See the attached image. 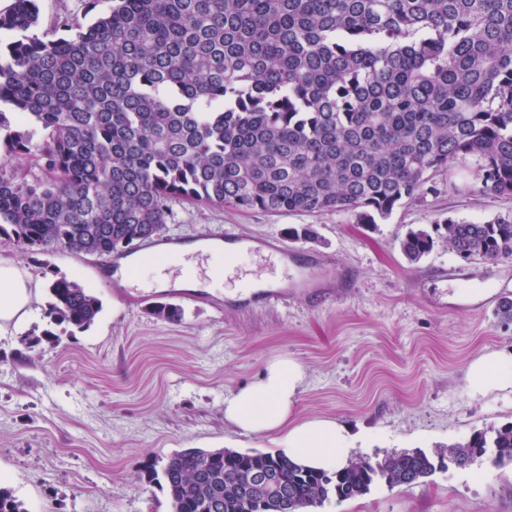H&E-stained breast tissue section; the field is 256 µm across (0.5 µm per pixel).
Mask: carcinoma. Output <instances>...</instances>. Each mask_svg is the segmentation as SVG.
Here are the masks:
<instances>
[{"label":"carcinoma","instance_id":"obj_1","mask_svg":"<svg viewBox=\"0 0 512 512\" xmlns=\"http://www.w3.org/2000/svg\"><path fill=\"white\" fill-rule=\"evenodd\" d=\"M39 26L36 0L0 9V242L28 254L110 256L162 234L176 201L374 226L466 156L473 190L512 199V0H110L53 39ZM440 242L511 259L512 215L448 218L401 247L418 261ZM49 294L56 324L101 312L75 280ZM483 459L512 463V424L333 472L191 448L147 479L172 512H312ZM257 469L273 483L251 485ZM0 512L26 510L0 487Z\"/></svg>","mask_w":512,"mask_h":512}]
</instances>
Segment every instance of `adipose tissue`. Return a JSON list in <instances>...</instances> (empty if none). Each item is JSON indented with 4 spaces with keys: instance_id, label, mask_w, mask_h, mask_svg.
<instances>
[{
    "instance_id": "1",
    "label": "adipose tissue",
    "mask_w": 512,
    "mask_h": 512,
    "mask_svg": "<svg viewBox=\"0 0 512 512\" xmlns=\"http://www.w3.org/2000/svg\"><path fill=\"white\" fill-rule=\"evenodd\" d=\"M37 285L19 263L0 257V331L26 314ZM305 379L301 364L271 360L260 379L224 400V420L242 434L271 435L278 451L305 467L335 471L351 459L353 439L333 419L302 418L296 411ZM473 392H512V357L474 359L468 368Z\"/></svg>"
}]
</instances>
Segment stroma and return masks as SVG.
Listing matches in <instances>:
<instances>
[{
    "label": "stroma",
    "instance_id": "stroma-1",
    "mask_svg": "<svg viewBox=\"0 0 512 512\" xmlns=\"http://www.w3.org/2000/svg\"><path fill=\"white\" fill-rule=\"evenodd\" d=\"M475 161L436 175L434 190L376 226L350 212L270 215L176 202L164 231L194 241L234 229L288 239L286 275L299 280L286 301L241 308L218 288L179 302L182 318L154 314L175 301L170 288L125 292L104 285L108 257L57 250L30 256L0 243L40 282L30 318L0 335V485L26 512H172L167 490L145 482L185 448L275 451L224 421V400L257 380L269 360L290 358L306 379L305 418L347 425L354 459L417 450L433 454L475 431L512 423V395L472 394L470 362L512 355V259L464 261L444 246L409 261L408 230L449 218L483 222L512 214V200L472 189ZM312 226V240L288 230ZM77 279L101 300L85 331L48 314L47 287ZM53 332L56 342L43 341ZM34 347H27V340ZM316 512H512V465L475 462L437 471L411 486L376 483L360 497L326 501Z\"/></svg>",
    "mask_w": 512,
    "mask_h": 512
}]
</instances>
